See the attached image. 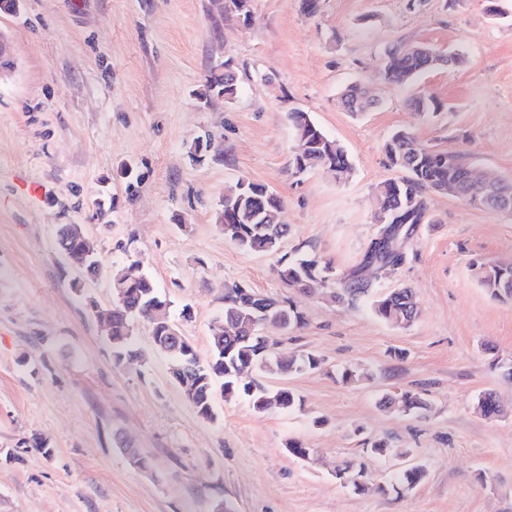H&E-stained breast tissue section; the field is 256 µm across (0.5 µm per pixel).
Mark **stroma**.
<instances>
[{
	"label": "stroma",
	"mask_w": 512,
	"mask_h": 512,
	"mask_svg": "<svg viewBox=\"0 0 512 512\" xmlns=\"http://www.w3.org/2000/svg\"><path fill=\"white\" fill-rule=\"evenodd\" d=\"M0 36L15 63L0 75V512H214L222 502L234 512H512V300L470 270L479 258L512 262V214L428 193L430 221L413 226L404 263L371 277L377 292L413 289L407 327L366 299L289 289L279 254L239 247L216 222L237 182L266 185L290 227L280 254L300 245L344 275L380 230L373 191L399 175L385 152L395 130L512 178V0H320L313 14L302 0H252L247 23L216 0H21L0 12ZM399 39L465 61L412 90L388 86L384 51ZM228 58L237 101L197 99ZM354 82L377 89L380 106L345 111L340 95ZM416 89L441 110L415 112ZM294 109L342 143L348 178L294 174ZM207 132L215 148L193 162L189 148ZM60 224L81 225L105 267L149 274L203 362L224 285L293 298L304 326L265 333L275 357L310 352L319 368L246 377L292 391L300 407L259 413L218 390L213 419L201 418L141 320L140 359L115 363L93 312L111 306L112 281L73 290ZM350 367L364 378L343 381ZM407 391L429 411H402ZM485 391L500 415L477 410ZM35 437L50 455L26 447ZM292 440L309 460L289 453ZM376 441L389 455L369 456ZM397 448L427 468L401 492L387 487ZM347 462L367 463L365 489L337 479Z\"/></svg>",
	"instance_id": "1"
}]
</instances>
